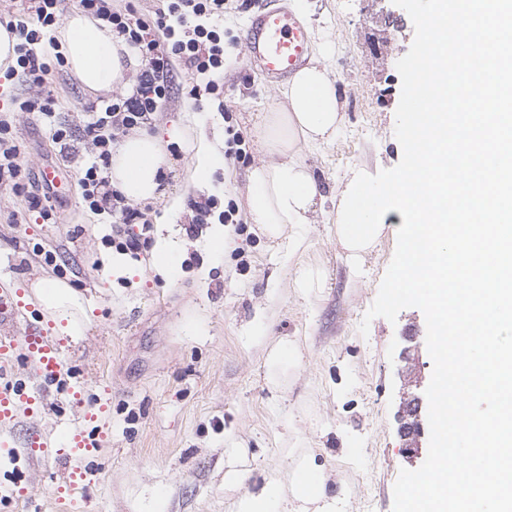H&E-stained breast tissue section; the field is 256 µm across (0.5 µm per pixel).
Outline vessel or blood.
<instances>
[{"instance_id": "b4317fda", "label": "vessel or blood", "mask_w": 512, "mask_h": 512, "mask_svg": "<svg viewBox=\"0 0 512 512\" xmlns=\"http://www.w3.org/2000/svg\"><path fill=\"white\" fill-rule=\"evenodd\" d=\"M310 32L292 10L276 5L275 0H255L250 9L243 50L251 66L259 71L268 86L288 80L310 61ZM24 348L33 370L44 380L53 381L62 368V351L47 337L32 331L0 334V354ZM37 393L25 385L0 386V421L14 419L22 405L37 400Z\"/></svg>"}]
</instances>
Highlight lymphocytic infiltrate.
<instances>
[{"instance_id":"lymphocytic-infiltrate-1","label":"lymphocytic infiltrate","mask_w":512,"mask_h":512,"mask_svg":"<svg viewBox=\"0 0 512 512\" xmlns=\"http://www.w3.org/2000/svg\"><path fill=\"white\" fill-rule=\"evenodd\" d=\"M62 0H33L25 13L6 20L8 29L18 35L16 65L12 77L35 87V95L18 104L43 122L53 143L65 144L73 136L71 129L55 120V99L43 86L52 67L64 66L65 59L53 32L62 21ZM84 14L110 27L142 63L132 92L113 97L101 111L92 112L80 137L91 146L93 159L81 171L82 199L89 211L100 218H111L124 225L122 236L113 247L131 258H138L146 242L150 224L143 212L127 203L125 196L111 188L107 171L112 152L121 135L151 125L158 110L170 96L176 66L191 74L208 75L205 86H191L188 96L201 102L203 95L220 99L223 87L217 77L224 72L227 51L236 47V39H225L218 25L226 7L225 0H166L165 10L147 15L135 4L124 11L112 8V0H74ZM0 188L24 196L26 215H38L43 221L54 217L56 194L51 185L33 184L25 171L20 148L15 142L12 124L0 117Z\"/></svg>"}]
</instances>
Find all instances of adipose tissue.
<instances>
[{"label": "adipose tissue", "mask_w": 512, "mask_h": 512, "mask_svg": "<svg viewBox=\"0 0 512 512\" xmlns=\"http://www.w3.org/2000/svg\"><path fill=\"white\" fill-rule=\"evenodd\" d=\"M67 65L90 90L121 85L127 70L124 44L111 28L84 13L68 15L57 31ZM285 102L259 114L255 127L264 161L248 169L249 220L278 236L286 224L309 223L322 198L303 147L330 143L342 120L336 82L322 59L297 71L283 91ZM165 164L163 139L140 133L128 136L112 155V186L135 202L163 196L160 173Z\"/></svg>", "instance_id": "adipose-tissue-1"}]
</instances>
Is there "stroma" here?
I'll return each instance as SVG.
<instances>
[{"label":"stroma","mask_w":512,"mask_h":512,"mask_svg":"<svg viewBox=\"0 0 512 512\" xmlns=\"http://www.w3.org/2000/svg\"><path fill=\"white\" fill-rule=\"evenodd\" d=\"M313 43L328 42L343 122L335 139L304 150L325 197L314 223L297 230L299 245L248 223V163L217 160L211 187L195 186L190 170L199 135L223 143L224 115L216 102L195 108L191 79L178 69L170 100L152 129L165 128L168 155L164 199L144 205L152 228L138 259L117 253L111 220L83 207L78 178L90 155L86 142L60 149L33 115L11 110L30 96L21 79L0 78V111L13 126L32 178L44 168L59 176L58 219L16 224L23 203L0 189V286L30 293L42 278H61L81 305L67 333L33 302L16 310L18 329L34 323L61 341V374L69 393L22 408L7 423L13 449L0 447V483L17 497L0 512H237L246 492L268 481L291 486L305 464L325 478L331 512H393V487L407 458L402 407L425 395L433 362L421 310L396 321L359 324L376 298L393 257L397 227L385 224L375 246L353 268L336 236V203L357 173L395 167L401 94L397 61L409 50L414 26L403 9L380 0H305L301 11ZM224 102L258 161L255 113L275 107L279 88L267 86L238 56L224 68ZM47 85L60 121L82 129L89 105L111 92L91 93L69 68ZM234 197L244 233L210 217L198 236L186 232L191 201ZM223 233V248L212 246ZM171 249L177 267L159 264ZM56 253L47 265L43 251ZM98 411V422L86 419ZM104 431L100 446L76 457L65 434ZM84 473L77 490L64 475ZM246 474L245 483L230 481Z\"/></svg>","instance_id":"35a3bbf8"}]
</instances>
